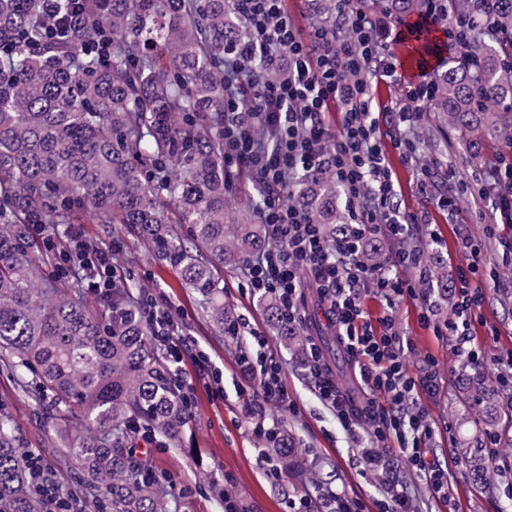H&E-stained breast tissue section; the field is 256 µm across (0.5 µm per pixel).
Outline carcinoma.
Listing matches in <instances>:
<instances>
[{"label": "carcinoma", "mask_w": 512, "mask_h": 512, "mask_svg": "<svg viewBox=\"0 0 512 512\" xmlns=\"http://www.w3.org/2000/svg\"><path fill=\"white\" fill-rule=\"evenodd\" d=\"M384 12L421 14L426 0H380ZM48 0H0V360L27 370L26 394L49 410L79 477L110 512H167L159 477L134 460L142 434L181 446L188 405L151 325L134 308L135 289L108 287L88 306L58 283L97 277L95 264L58 265L66 241L89 216L124 225L201 297L215 331L233 320L220 296L224 264H244L268 247L247 222L224 164V47L245 34L228 0H55L59 21L44 25ZM452 17L512 31V0H446ZM336 0H314L313 20L331 25ZM423 106L464 142L471 164L483 147L512 148V45L476 28L456 44ZM257 58L245 78L272 79ZM332 172L304 173L286 190L328 238L349 230ZM38 224L43 235L31 230ZM429 293L448 297L442 269H426ZM258 305L272 335L308 354L304 330L276 300ZM463 400L501 390L475 371ZM266 454L288 471L301 451L281 430ZM12 420L0 414V508L41 512Z\"/></svg>", "instance_id": "carcinoma-1"}]
</instances>
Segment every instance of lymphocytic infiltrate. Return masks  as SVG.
Wrapping results in <instances>:
<instances>
[{"label": "lymphocytic infiltrate", "mask_w": 512, "mask_h": 512, "mask_svg": "<svg viewBox=\"0 0 512 512\" xmlns=\"http://www.w3.org/2000/svg\"><path fill=\"white\" fill-rule=\"evenodd\" d=\"M231 5L248 34L224 53V78L233 87L224 113V160L255 177L263 193L260 222L275 241L273 249L246 263L247 286L256 294H274L285 318L298 324L303 320L302 282L313 283L328 321L336 327L368 391L367 398L358 402L339 388L313 344L309 370L318 398L343 430L352 433L368 425L370 439L383 450L376 458L378 464L413 472L432 495L447 498L448 471L428 458L431 418L411 403L415 393L433 390L436 361L425 358L418 372L410 371L407 353L411 345L400 335L394 316L402 298L418 295L416 276L424 270L423 257L408 249L406 242L423 219L401 212L396 205L387 161L391 148L405 161H412L420 103L429 97L431 86L420 82L407 87L401 103L374 107L367 75L383 80L393 77L394 71L379 64L385 44L377 36L375 20L348 9L346 0H336V32L318 27L306 38L301 37L284 0H231ZM342 28L349 30V38H340ZM258 57L279 71L278 79L244 81V70ZM243 97L254 103L249 121L239 112ZM334 105L342 109L341 125L335 132L324 122L325 112ZM386 126L394 128L392 137H384ZM322 165L335 176L353 221L349 234L332 241L321 235L319 225L303 210L289 204L285 195L297 174ZM479 178L494 198L500 224L512 226V155L495 159ZM367 238L385 243L382 264L364 261L362 242ZM465 247L469 259L459 270L455 311L437 325L436 332L456 337L459 356L480 363L486 355L469 334L484 301L483 292L470 285L480 274V247L472 239L466 240ZM368 290L385 303L383 317L374 324L364 316L363 298ZM141 311L153 324L154 339L171 364L180 365L190 357L200 371H207V357L168 307L149 298ZM225 333L245 339L238 362L254 378L251 391L257 399L293 408L282 366L269 351L266 336L248 328L242 318L230 323Z\"/></svg>", "instance_id": "f902f5d3"}]
</instances>
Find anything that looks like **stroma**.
<instances>
[{
	"label": "stroma",
	"instance_id": "35a3bbf8",
	"mask_svg": "<svg viewBox=\"0 0 512 512\" xmlns=\"http://www.w3.org/2000/svg\"><path fill=\"white\" fill-rule=\"evenodd\" d=\"M418 139L425 149L427 164L402 162L390 152L389 162L398 189L396 202L401 211L425 216L437 242L427 250L431 261L442 263L449 277H456L467 263L464 237L478 240L485 268H500L493 280L483 277L478 288L486 300L473 320L470 334L488 355L512 353V259L504 254L500 237L485 227L493 223L495 212L484 190L478 169L472 167L466 151L453 132L447 131L436 113H423ZM465 181L470 189L461 195L455 211L435 205L418 196L415 182L428 173L436 193L448 189L447 172ZM85 237L92 245L116 252L117 265L130 283L145 289L157 301L170 305L173 317L186 333L196 337L211 365L223 375V391H211L210 379L196 375L192 361H184L181 376L190 380L189 396L193 415L182 447L165 441H139L136 457L145 468L159 475L165 491L168 512H222L223 490H230L248 512H288V492L309 493L312 480L326 476L330 493L347 497L357 512H378L381 502L392 493L393 482H400L410 496L414 512H505L512 507V401L498 397L496 409L501 418L495 429H486V407L472 399L459 404L457 380L461 360L455 355L456 339L437 335L435 322L451 313L450 304L434 300L430 323L420 320L418 301L399 302L395 316L398 327L412 342L409 358L412 370H419L425 355L438 362L439 374L433 392L416 395L418 406L435 421V432L428 442V457L448 468V497L432 496L418 477L410 472L393 474L369 465L363 454L368 446L364 429L344 432L332 411L318 400L307 360L288 352L277 340H270L271 351L283 367L284 381L295 403L294 410L267 407L265 425L291 432L305 460V471L290 477L262 460L261 439L253 431L257 402L238 389L249 375L237 363L238 345L231 337L216 333L201 308L198 297L183 288L170 266L157 261L147 244L114 225L104 234L101 225L85 222ZM224 304L234 315L244 316L250 326L262 329L266 320L257 299L245 286L242 267L224 270ZM0 413L10 416L17 428L21 447L37 454L58 478L68 480L74 496L73 512H98L78 480L72 479L73 463L65 453V443L45 412L21 388L18 374L0 365ZM470 449L479 467L491 472L496 490L487 494L476 488L469 469L459 459L460 449Z\"/></svg>",
	"mask_w": 512,
	"mask_h": 512
}]
</instances>
